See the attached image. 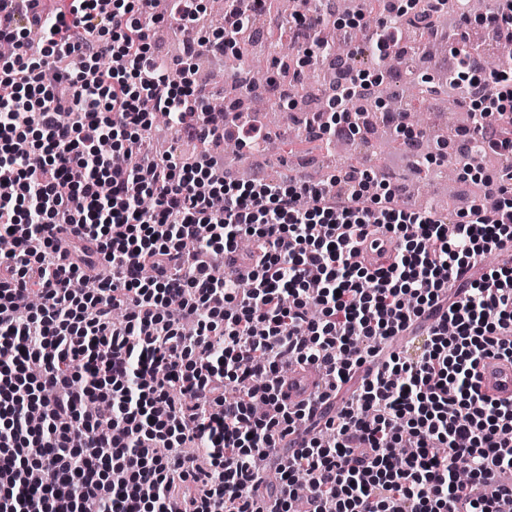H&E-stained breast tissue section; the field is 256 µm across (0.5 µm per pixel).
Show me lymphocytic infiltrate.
I'll use <instances>...</instances> for the list:
<instances>
[{"instance_id":"obj_1","label":"lymphocytic infiltrate","mask_w":512,"mask_h":512,"mask_svg":"<svg viewBox=\"0 0 512 512\" xmlns=\"http://www.w3.org/2000/svg\"><path fill=\"white\" fill-rule=\"evenodd\" d=\"M180 3L0 0V512H512V401L477 384L512 360V262L481 263L512 248V167L452 221L366 167L256 184L156 157L159 112L253 144L154 55L201 10ZM476 23L511 26L512 0L449 42ZM456 75L482 106L459 137L511 155L512 63L466 52ZM378 233L395 248L358 262ZM244 237L251 274L216 276ZM88 255L110 270L91 292ZM288 366L353 397L288 406Z\"/></svg>"}]
</instances>
